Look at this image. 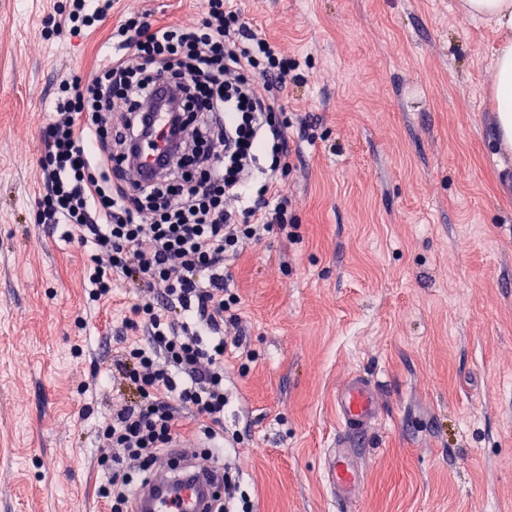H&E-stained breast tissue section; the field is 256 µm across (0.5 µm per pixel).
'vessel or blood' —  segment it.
<instances>
[{
  "instance_id": "b4317fda",
  "label": "vessel or blood",
  "mask_w": 512,
  "mask_h": 512,
  "mask_svg": "<svg viewBox=\"0 0 512 512\" xmlns=\"http://www.w3.org/2000/svg\"><path fill=\"white\" fill-rule=\"evenodd\" d=\"M336 413L340 438L326 454L327 482L337 512H351L362 478L354 444L365 438L379 415L372 380L358 375L345 382L336 393ZM216 486V481L202 474L173 484L162 469L139 491L137 500L148 512H206Z\"/></svg>"
}]
</instances>
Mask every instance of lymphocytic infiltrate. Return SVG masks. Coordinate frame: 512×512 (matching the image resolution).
I'll use <instances>...</instances> for the list:
<instances>
[{
	"label": "lymphocytic infiltrate",
	"mask_w": 512,
	"mask_h": 512,
	"mask_svg": "<svg viewBox=\"0 0 512 512\" xmlns=\"http://www.w3.org/2000/svg\"><path fill=\"white\" fill-rule=\"evenodd\" d=\"M111 12L112 0H70L52 32L81 36ZM112 43L116 55L89 79L59 84L42 138L36 221L67 225L94 245L89 303L121 281L139 288L131 325L142 334L124 340L114 363L140 399L113 410L99 435L98 496L109 512H133L158 460L183 475L170 450L185 417L209 441L203 469L224 459V353L241 304L224 271L288 227V125L260 89H287L291 67L224 0H207L191 25L129 12ZM162 79L180 101V141L159 178L140 183L127 159Z\"/></svg>",
	"instance_id": "lymphocytic-infiltrate-1"
}]
</instances>
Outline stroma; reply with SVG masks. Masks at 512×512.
<instances>
[{
    "label": "stroma",
    "instance_id": "1",
    "mask_svg": "<svg viewBox=\"0 0 512 512\" xmlns=\"http://www.w3.org/2000/svg\"><path fill=\"white\" fill-rule=\"evenodd\" d=\"M295 64L298 155L273 231L227 270L248 357L224 359L229 461L255 512H334L337 388L380 414L354 512H512V148L490 82L503 35L459 0H231ZM202 0H114L50 38L66 0H0V512H105L100 426L136 390L105 344L136 289L88 307L94 249L34 221L62 76L95 72L129 10L195 23ZM96 388L80 392L82 382Z\"/></svg>",
    "mask_w": 512,
    "mask_h": 512
}]
</instances>
